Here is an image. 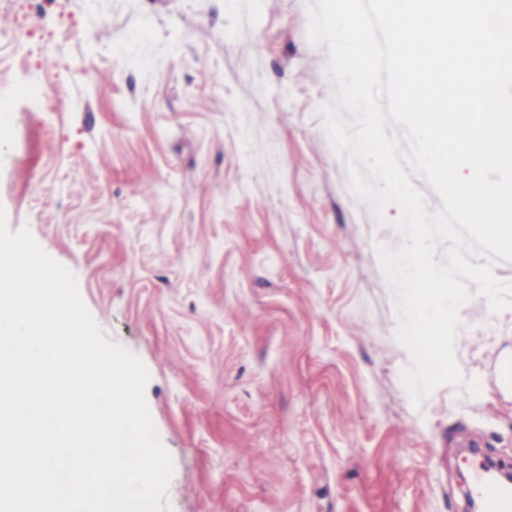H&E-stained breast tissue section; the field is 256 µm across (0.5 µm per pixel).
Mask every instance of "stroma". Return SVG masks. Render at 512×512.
<instances>
[{
	"mask_svg": "<svg viewBox=\"0 0 512 512\" xmlns=\"http://www.w3.org/2000/svg\"><path fill=\"white\" fill-rule=\"evenodd\" d=\"M308 5L55 0L50 25L0 0V206L147 368L172 512H466L465 449L512 468V308L469 284L480 393L414 407L376 250L400 209L349 189Z\"/></svg>",
	"mask_w": 512,
	"mask_h": 512,
	"instance_id": "obj_1",
	"label": "stroma"
}]
</instances>
